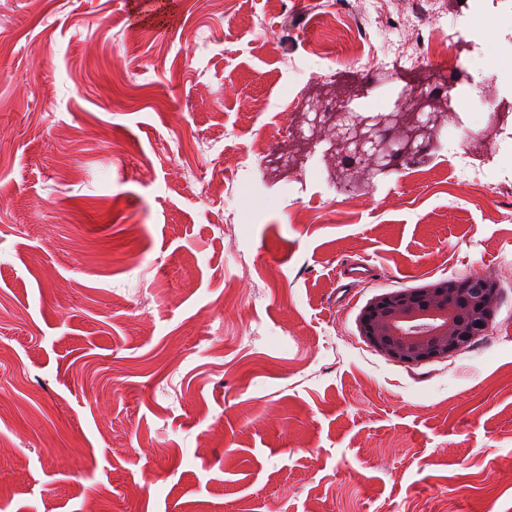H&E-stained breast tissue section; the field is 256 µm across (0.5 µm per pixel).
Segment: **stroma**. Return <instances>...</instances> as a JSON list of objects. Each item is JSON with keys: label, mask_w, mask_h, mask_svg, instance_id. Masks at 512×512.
<instances>
[{"label": "stroma", "mask_w": 512, "mask_h": 512, "mask_svg": "<svg viewBox=\"0 0 512 512\" xmlns=\"http://www.w3.org/2000/svg\"><path fill=\"white\" fill-rule=\"evenodd\" d=\"M413 2L366 5L401 76ZM352 24L336 0H0V512H512V195L443 149L343 204L323 155L238 168L364 81ZM472 25L464 71L512 82V0ZM350 262L370 287L338 291ZM481 273L501 304L452 356L362 338L373 296ZM450 150L453 152L452 157L458 158L455 169L463 176L466 177L472 186L481 188L484 192L501 193L500 186H506L501 183H492L487 180V173L483 169H477L467 160L466 152H459L458 149L450 144Z\"/></svg>", "instance_id": "obj_1"}]
</instances>
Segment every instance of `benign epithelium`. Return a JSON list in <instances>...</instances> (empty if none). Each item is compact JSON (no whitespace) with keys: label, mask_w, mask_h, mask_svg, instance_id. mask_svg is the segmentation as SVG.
I'll list each match as a JSON object with an SVG mask.
<instances>
[{"label":"benign epithelium","mask_w":512,"mask_h":512,"mask_svg":"<svg viewBox=\"0 0 512 512\" xmlns=\"http://www.w3.org/2000/svg\"><path fill=\"white\" fill-rule=\"evenodd\" d=\"M389 87L386 112H368L359 100L374 90ZM458 79L430 69L406 85L395 79L375 78L348 86L334 100L336 111L327 112L322 97L306 103L291 121V137L304 149L288 156V168H300L324 142L325 157L336 160L330 180L342 192L355 193L400 170V164L430 159L440 148V135L452 125L473 149L484 147L483 135L465 125L457 110ZM482 101L493 103L490 122L512 138V111L494 105L485 84L478 85ZM324 132L305 137L303 126ZM501 302L496 284L478 278L441 279L421 287L374 296L360 316L367 343L384 356L406 365L446 359L460 351L488 326Z\"/></svg>","instance_id":"benign-epithelium-1"}]
</instances>
